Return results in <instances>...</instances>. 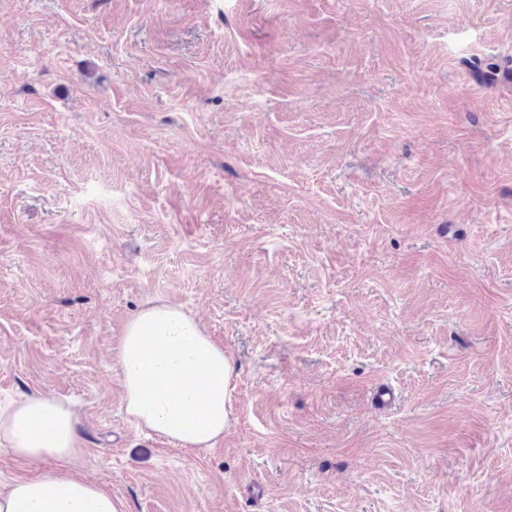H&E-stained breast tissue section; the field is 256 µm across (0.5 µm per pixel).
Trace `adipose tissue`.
<instances>
[{"label":"adipose tissue","instance_id":"adipose-tissue-1","mask_svg":"<svg viewBox=\"0 0 512 512\" xmlns=\"http://www.w3.org/2000/svg\"><path fill=\"white\" fill-rule=\"evenodd\" d=\"M116 359L125 411L137 426L185 448L223 438L235 368L194 316L147 303L126 322ZM79 426L73 405L53 396L0 403V449L37 470L0 490V512H126L105 486L72 475L84 455Z\"/></svg>","mask_w":512,"mask_h":512}]
</instances>
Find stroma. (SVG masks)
Listing matches in <instances>:
<instances>
[{
    "label": "stroma",
    "mask_w": 512,
    "mask_h": 512,
    "mask_svg": "<svg viewBox=\"0 0 512 512\" xmlns=\"http://www.w3.org/2000/svg\"><path fill=\"white\" fill-rule=\"evenodd\" d=\"M507 59L512 0H0V401L126 512H512ZM156 300L233 360L213 448L125 414Z\"/></svg>",
    "instance_id": "stroma-1"
}]
</instances>
